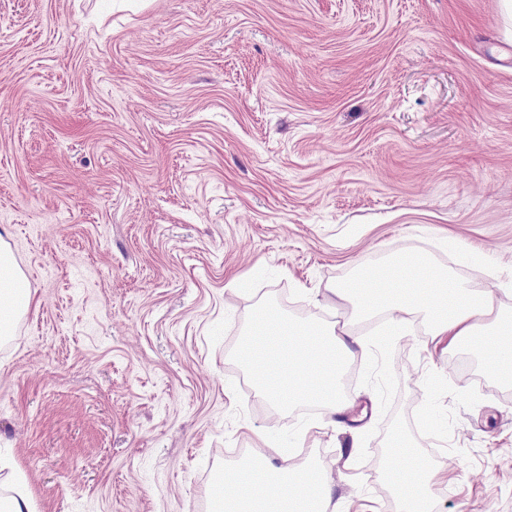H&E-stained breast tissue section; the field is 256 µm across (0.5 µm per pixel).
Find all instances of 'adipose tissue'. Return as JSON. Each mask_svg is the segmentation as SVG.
<instances>
[{"instance_id": "ef3b65f1", "label": "adipose tissue", "mask_w": 512, "mask_h": 512, "mask_svg": "<svg viewBox=\"0 0 512 512\" xmlns=\"http://www.w3.org/2000/svg\"><path fill=\"white\" fill-rule=\"evenodd\" d=\"M419 260L404 256L388 270L359 287L336 286L335 294L348 299L365 314L383 313L393 326L423 313L430 334L445 348L475 346L495 362L497 376L512 384V312L495 304L492 290L471 291L446 279L430 276L426 282L412 279ZM29 291L7 250L0 246V335L6 336L26 307ZM348 328L316 334L290 323L273 311L257 315L244 339L240 354L257 376L258 395L285 408L301 401L320 403L331 412L342 411L336 376L351 352ZM389 478L409 485L412 496L403 497L404 512H431L429 488L437 473L424 463L390 469ZM215 512H328L332 503L329 483L311 471L289 470L263 454L248 465L225 469L218 486L210 491Z\"/></svg>"}]
</instances>
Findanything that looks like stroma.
<instances>
[{
    "label": "stroma",
    "mask_w": 512,
    "mask_h": 512,
    "mask_svg": "<svg viewBox=\"0 0 512 512\" xmlns=\"http://www.w3.org/2000/svg\"><path fill=\"white\" fill-rule=\"evenodd\" d=\"M0 239L30 302L0 339V495L33 512H210L274 447L347 512H512V386L376 338L336 285L405 254L512 308L503 0H0ZM348 323L347 407L280 411L256 311ZM438 472L431 469L424 463H409L402 469L392 467L385 474L387 479H391L400 489L404 485H411L414 488L412 496H404L399 490L400 497L405 512H431V496L429 487L435 482Z\"/></svg>",
    "instance_id": "1"
}]
</instances>
